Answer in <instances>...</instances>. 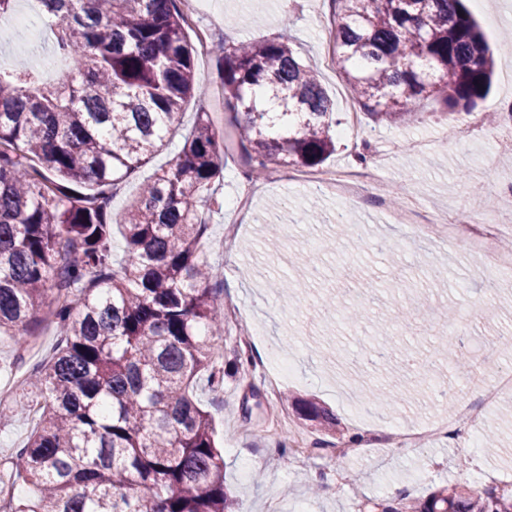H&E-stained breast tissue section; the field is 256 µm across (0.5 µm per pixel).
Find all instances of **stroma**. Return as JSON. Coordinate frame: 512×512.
<instances>
[{"label": "stroma", "instance_id": "stroma-1", "mask_svg": "<svg viewBox=\"0 0 512 512\" xmlns=\"http://www.w3.org/2000/svg\"><path fill=\"white\" fill-rule=\"evenodd\" d=\"M466 6L495 51L492 88L475 106L478 113H492L512 99V57L502 41L512 32V0H485L481 9L466 0ZM192 11L215 27L220 42H257L290 31L302 63L319 71L337 116L347 112L351 94L344 79L337 68L323 65L331 0H195ZM53 57L40 19L23 30L0 28V67L22 61L38 69ZM219 57L216 51L196 57L195 80L207 97L186 105L181 129L170 131L165 148L114 195V214H122L141 183L180 152L181 130L192 126L197 112L223 121ZM420 111L423 120L413 125L363 118L358 139L337 134L325 169L352 170L356 153L364 152L369 162L382 163L389 189L412 193L424 210H496L498 189L512 186V154L495 151L493 126L484 136L460 139L436 100H422ZM405 141L423 148L404 150ZM242 179L240 165L225 161L224 208L206 213L203 249L224 275V334L214 346L225 360L238 357L244 366L225 376L222 388L203 378L194 388L212 419L239 512H296L302 502L314 512H365L370 500H422L442 486L480 490L512 479V394L483 407L472 424L425 388L417 372L400 380L393 409L360 395L363 385L395 380L391 371L375 372L367 364V348L386 326L398 352L420 353L439 384H453L461 398L480 404L484 386L512 372V277L489 291L488 282L497 277L484 252L442 236H412L405 225L391 223L392 205L373 192L357 203L341 201L317 192L297 168L276 165L238 212L233 205ZM311 212L322 214V221L304 223L303 214ZM272 223L277 231H269ZM293 280L300 284L295 296L282 294L280 283ZM327 298L333 307H324ZM352 306L365 311L363 324L344 320ZM451 320L476 348L468 365L454 364L439 342ZM58 340L55 326H45L38 347L22 353L0 333V461L14 456L33 428L14 410L20 373L46 362ZM290 393L332 409L335 430L299 419L285 400ZM440 421L463 434L497 430L500 447L488 453L464 439L434 437L401 445L399 431L423 434ZM349 436L360 439L357 453L339 455L336 442Z\"/></svg>", "mask_w": 512, "mask_h": 512}]
</instances>
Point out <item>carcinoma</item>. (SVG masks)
<instances>
[{
  "label": "carcinoma",
  "instance_id": "1",
  "mask_svg": "<svg viewBox=\"0 0 512 512\" xmlns=\"http://www.w3.org/2000/svg\"><path fill=\"white\" fill-rule=\"evenodd\" d=\"M64 79L25 63L0 69V331L25 351L46 320L61 340L21 378L35 423L0 462L10 512H238L196 379L224 384L212 339L224 334L220 273L203 257L197 204L222 209L224 157L255 180L273 165L320 170L338 124L291 38L226 44L218 60L224 129L207 112L175 160L112 217L114 190L164 146L195 84L196 49L180 0H43ZM348 89L377 122L415 123L433 97L452 118L491 85L493 55L462 0H332ZM120 223L124 260L112 259ZM54 307L41 316L46 287ZM304 421L336 429L310 398ZM411 512H512V495L454 485Z\"/></svg>",
  "mask_w": 512,
  "mask_h": 512
}]
</instances>
